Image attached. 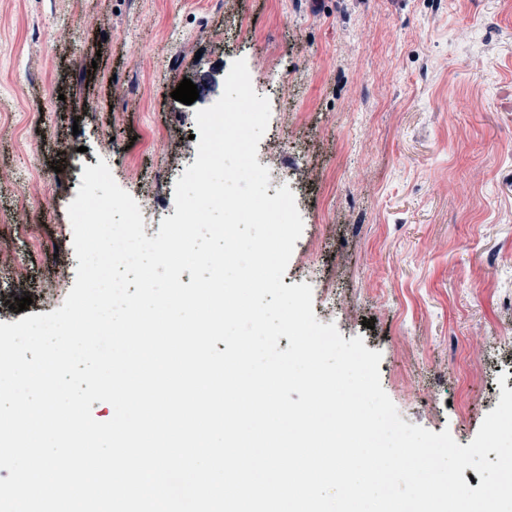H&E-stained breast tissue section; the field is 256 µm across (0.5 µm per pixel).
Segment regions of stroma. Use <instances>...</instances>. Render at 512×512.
I'll return each mask as SVG.
<instances>
[{"label":"stroma","mask_w":512,"mask_h":512,"mask_svg":"<svg viewBox=\"0 0 512 512\" xmlns=\"http://www.w3.org/2000/svg\"><path fill=\"white\" fill-rule=\"evenodd\" d=\"M240 58L284 88L258 144L302 198L283 284L318 266L317 320L381 353L403 421L468 445L512 376V0H0V323L73 287L67 207L103 138L148 221L174 215ZM203 68L209 94L172 99Z\"/></svg>","instance_id":"stroma-1"}]
</instances>
